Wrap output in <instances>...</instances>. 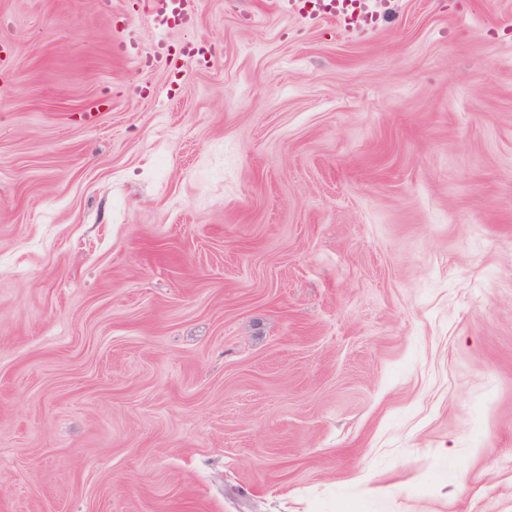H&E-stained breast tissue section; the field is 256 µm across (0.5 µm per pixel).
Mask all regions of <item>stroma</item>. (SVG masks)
Masks as SVG:
<instances>
[{"label":"stroma","mask_w":512,"mask_h":512,"mask_svg":"<svg viewBox=\"0 0 512 512\" xmlns=\"http://www.w3.org/2000/svg\"><path fill=\"white\" fill-rule=\"evenodd\" d=\"M102 2L0 0V512H512V0ZM198 3V0H148L149 10L158 25V37L152 55L139 56L131 41H125L119 45V54L136 56L144 69H151L163 62L168 63L171 53L167 43V30L173 26L190 24L195 18ZM307 4H311V8L309 9L310 12H320L323 15L329 16V17H342L349 13L350 10L351 13L356 12L357 8L355 6L356 2L352 1H346V0H330V1H306L304 4V8H306Z\"/></svg>","instance_id":"stroma-1"}]
</instances>
